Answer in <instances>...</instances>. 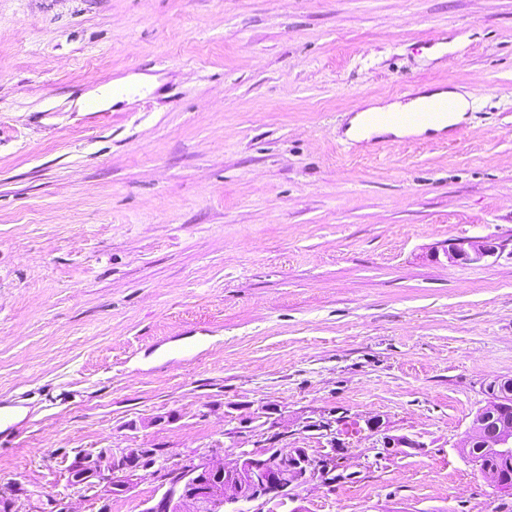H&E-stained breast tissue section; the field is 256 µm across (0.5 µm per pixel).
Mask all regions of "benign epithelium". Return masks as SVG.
<instances>
[{
  "mask_svg": "<svg viewBox=\"0 0 512 512\" xmlns=\"http://www.w3.org/2000/svg\"><path fill=\"white\" fill-rule=\"evenodd\" d=\"M495 254L485 241L452 244L444 251L450 263H479ZM512 383L492 386L495 392L481 409L479 421L467 432V445L493 457L512 456ZM335 448L320 458L304 448L262 445L240 451L230 463L220 451L202 455L172 473L164 491L145 502L142 512H305L297 498L288 494L293 483L306 485L323 480V460L333 456ZM136 448H102L81 451L68 467L72 483L81 485L98 479L103 492H124L126 481L140 466ZM22 489L11 486L0 492L5 512H23L19 506Z\"/></svg>",
  "mask_w": 512,
  "mask_h": 512,
  "instance_id": "obj_1",
  "label": "benign epithelium"
}]
</instances>
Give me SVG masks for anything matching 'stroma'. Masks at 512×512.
<instances>
[{"mask_svg": "<svg viewBox=\"0 0 512 512\" xmlns=\"http://www.w3.org/2000/svg\"><path fill=\"white\" fill-rule=\"evenodd\" d=\"M424 86L471 92L469 122L346 139ZM467 240L498 251L442 258ZM496 379L512 0H0V408L26 410L0 486L99 512L75 453L159 448L109 500L141 512L168 470L253 448L265 408L316 457L314 422L348 420L305 512H512L463 452Z\"/></svg>", "mask_w": 512, "mask_h": 512, "instance_id": "stroma-1", "label": "stroma"}]
</instances>
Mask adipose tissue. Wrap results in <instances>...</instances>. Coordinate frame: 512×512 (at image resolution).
I'll return each instance as SVG.
<instances>
[{
	"mask_svg": "<svg viewBox=\"0 0 512 512\" xmlns=\"http://www.w3.org/2000/svg\"><path fill=\"white\" fill-rule=\"evenodd\" d=\"M449 100L453 103V109L439 124L428 126L372 124L368 117L373 113H393L415 111L435 100ZM474 107V98L471 93L462 92L455 88H420L417 95L408 101H390L387 99H371L365 101L358 113L349 121L345 131L348 139L356 142H368L371 140L400 139L405 137H422L431 133L441 134L453 130L466 122L468 113Z\"/></svg>",
	"mask_w": 512,
	"mask_h": 512,
	"instance_id": "obj_1",
	"label": "adipose tissue"
}]
</instances>
